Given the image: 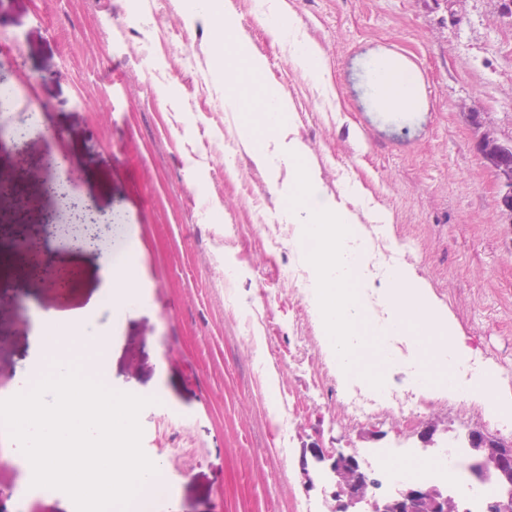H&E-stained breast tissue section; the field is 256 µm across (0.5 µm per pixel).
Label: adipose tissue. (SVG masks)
<instances>
[{"label":"adipose tissue","instance_id":"ef3b65f1","mask_svg":"<svg viewBox=\"0 0 512 512\" xmlns=\"http://www.w3.org/2000/svg\"><path fill=\"white\" fill-rule=\"evenodd\" d=\"M285 0H265L264 9L271 20V32L287 38L292 62L304 77L321 83L326 69L320 53L308 42L298 39L293 24L284 19ZM214 35L212 53L216 78L225 90L232 91L261 83L265 73L263 58L250 53L231 14H210ZM371 97L382 112L413 113L422 105L423 83L418 70L400 55L372 57L368 63Z\"/></svg>","mask_w":512,"mask_h":512}]
</instances>
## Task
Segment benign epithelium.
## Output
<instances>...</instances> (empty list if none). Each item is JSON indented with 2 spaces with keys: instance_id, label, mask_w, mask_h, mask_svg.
I'll return each instance as SVG.
<instances>
[{
  "instance_id": "1",
  "label": "benign epithelium",
  "mask_w": 512,
  "mask_h": 512,
  "mask_svg": "<svg viewBox=\"0 0 512 512\" xmlns=\"http://www.w3.org/2000/svg\"><path fill=\"white\" fill-rule=\"evenodd\" d=\"M41 165L47 171H65L68 173L65 181L71 182V164L67 158L47 157ZM56 183L55 179L43 182L41 191L68 201L74 220L83 227L79 242L97 245L112 230V225L95 223L90 206L68 199L67 192L55 189ZM467 442L477 457L475 480L495 487V492L483 502L482 512H512V444L493 440L479 430L469 432ZM315 459L327 463V471L334 480L336 504L333 512H448L450 505L457 512H467L453 487L445 481L403 484L390 492L380 493L379 480L369 476L355 455L338 452L317 455Z\"/></svg>"
}]
</instances>
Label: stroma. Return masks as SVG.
I'll use <instances>...</instances> for the list:
<instances>
[{
  "mask_svg": "<svg viewBox=\"0 0 512 512\" xmlns=\"http://www.w3.org/2000/svg\"><path fill=\"white\" fill-rule=\"evenodd\" d=\"M248 50L264 58L267 86L284 90L296 128L328 191L359 183L391 223L393 256L412 267L446 308L495 382L512 377V216L499 207L497 178L477 142L492 130L512 142V19L501 0H285L300 38L321 52L329 89L304 78L287 41L272 37L251 0H224ZM186 0H0V70L19 95L0 134V181L19 182L32 199L20 208L0 192V227L42 239L31 273L0 261V394L14 392L19 353L32 333L31 306L69 312L101 284V261L135 248L144 302L121 323L107 314L93 329L112 330L113 390L151 388L160 402L139 417L142 448L166 464L176 488L169 512H295L309 501L331 512L322 472L304 476L302 457L340 451H420V433L483 428L451 415L447 401L424 403L410 424L387 417L356 421L342 407L343 376L310 299L289 296L283 273L301 267L292 242L273 243L256 209L284 221L288 170L259 167L237 142L217 166L205 133L225 123L234 134L223 86L199 84L185 69L193 52L211 60L204 24L172 45L160 32L137 31L155 12L182 22ZM393 51L421 73L416 119L388 125L367 100L365 57ZM38 124H31L30 111ZM15 128L25 137L12 136ZM46 155L68 156L73 199L112 225L99 246L77 250L82 227L57 198L41 193ZM58 224L43 237L44 223ZM78 277L64 292L42 269ZM293 415L280 430L272 413ZM18 444L0 435V500L16 512H58L54 493L15 498L25 481Z\"/></svg>",
  "mask_w": 512,
  "mask_h": 512,
  "instance_id": "1",
  "label": "stroma"
}]
</instances>
